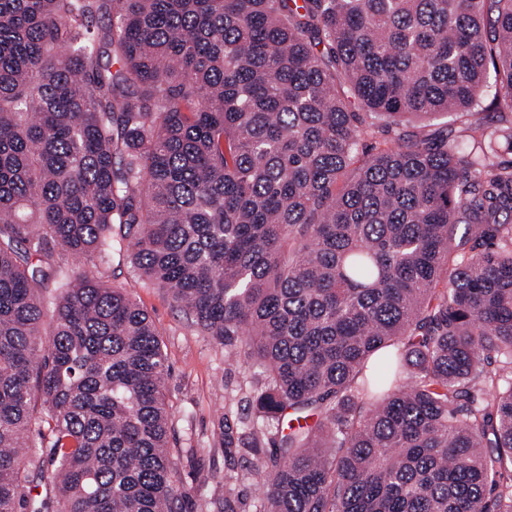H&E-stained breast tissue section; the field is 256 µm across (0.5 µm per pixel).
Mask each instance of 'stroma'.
<instances>
[{
	"label": "stroma",
	"mask_w": 512,
	"mask_h": 512,
	"mask_svg": "<svg viewBox=\"0 0 512 512\" xmlns=\"http://www.w3.org/2000/svg\"><path fill=\"white\" fill-rule=\"evenodd\" d=\"M101 276L126 290L151 315L171 369L168 402L173 425L171 453L182 493V512H213V500L227 496L235 512H255L260 488L248 477L252 464L269 455L262 444L249 449L243 442L224 441L221 432L239 429L253 409L241 394L255 377L246 359L228 354L207 336L173 301L167 289L143 281L128 256L114 252Z\"/></svg>",
	"instance_id": "stroma-1"
}]
</instances>
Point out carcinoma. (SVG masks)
Instances as JSON below:
<instances>
[{
	"label": "carcinoma",
	"mask_w": 512,
	"mask_h": 512,
	"mask_svg": "<svg viewBox=\"0 0 512 512\" xmlns=\"http://www.w3.org/2000/svg\"><path fill=\"white\" fill-rule=\"evenodd\" d=\"M503 144L512 0H0V512L180 510L117 244L257 366L259 512H512Z\"/></svg>",
	"instance_id": "cac0c4a2"
}]
</instances>
